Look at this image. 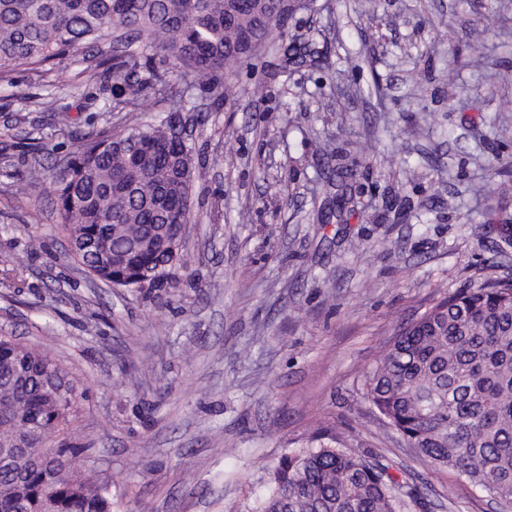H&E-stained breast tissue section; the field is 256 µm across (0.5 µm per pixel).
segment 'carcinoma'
<instances>
[{
  "label": "carcinoma",
  "instance_id": "carcinoma-1",
  "mask_svg": "<svg viewBox=\"0 0 512 512\" xmlns=\"http://www.w3.org/2000/svg\"><path fill=\"white\" fill-rule=\"evenodd\" d=\"M280 30L274 0H0V83L44 66L51 85L69 82L64 60L119 36V54L96 59L104 81L101 112H135L146 88L180 82L205 85L226 99L220 77L238 63L246 32L262 43ZM130 134L172 139L171 113ZM99 132L80 141L56 175L57 203L69 241L88 276L132 291L173 288L181 254L137 250L129 237L142 226L178 224L192 206L164 219L155 197L191 198L178 167L194 166V147L178 144L158 155L169 175L112 149ZM365 395L390 429L438 468L468 478L502 504L512 505V281L457 290L404 324L364 376ZM78 406L76 388L46 353L0 336V442L63 437ZM79 448L61 445L40 455L31 448L0 465V512H112L105 484L82 474ZM431 504L402 495L387 467L325 430L284 455L270 487L252 512H406Z\"/></svg>",
  "mask_w": 512,
  "mask_h": 512
}]
</instances>
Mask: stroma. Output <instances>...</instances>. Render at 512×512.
Listing matches in <instances>:
<instances>
[{
    "label": "stroma",
    "instance_id": "stroma-1",
    "mask_svg": "<svg viewBox=\"0 0 512 512\" xmlns=\"http://www.w3.org/2000/svg\"><path fill=\"white\" fill-rule=\"evenodd\" d=\"M362 5L306 0L284 24L308 42L306 65L270 45L225 72L230 101L195 89L207 174L192 185L179 284L162 292L89 278L61 230L55 173L89 134L151 123L182 84L144 89L137 111L108 120L90 61L57 90L66 112L40 111L43 70L0 87V336L84 391L67 441L110 484L112 512H251L281 457L321 428L434 512L498 510L386 427L361 378L401 322L512 280V195L473 191L512 156V0H379L372 20ZM36 159L42 181L17 193ZM342 159L365 207L340 217Z\"/></svg>",
    "mask_w": 512,
    "mask_h": 512
}]
</instances>
